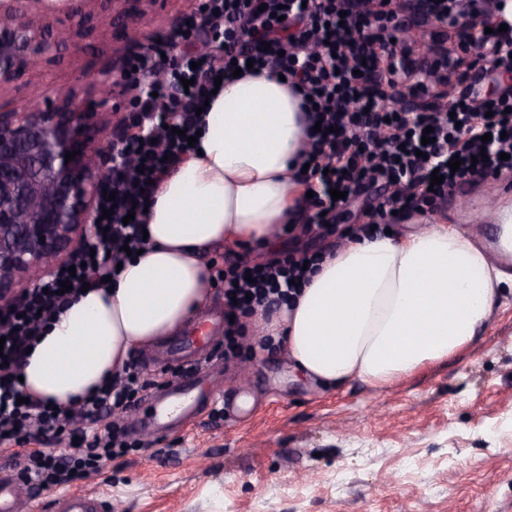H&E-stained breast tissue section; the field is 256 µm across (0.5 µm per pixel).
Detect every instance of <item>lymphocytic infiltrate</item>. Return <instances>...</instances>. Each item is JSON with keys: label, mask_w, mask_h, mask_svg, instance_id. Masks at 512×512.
Wrapping results in <instances>:
<instances>
[{"label": "lymphocytic infiltrate", "mask_w": 512, "mask_h": 512, "mask_svg": "<svg viewBox=\"0 0 512 512\" xmlns=\"http://www.w3.org/2000/svg\"><path fill=\"white\" fill-rule=\"evenodd\" d=\"M402 28L401 9L383 0H206L204 14H190L172 36L130 59V67L149 79L134 86L133 130L112 157L114 199L100 200L73 271H55L43 287L0 312V444H15L13 456L26 483L71 485L129 448L115 429L98 432L94 426L152 385L137 365H125L122 375L66 411L35 399L23 402L22 367L28 346L82 285L103 286L129 252L146 248L142 208L158 182L190 156L188 139L200 120L196 110L216 78L232 80L235 69L248 67L256 74H282L299 92L309 126L303 150L309 169L295 179L313 192L297 209L306 232L330 228L337 210L361 189L383 190L363 213L361 231L367 234L391 223L395 213L424 211L460 182L496 178L512 168V27L471 34L484 73L497 87L494 97L469 87L450 101L407 110L391 107V100L423 98L435 78L450 81L460 72L438 54L430 64H418L400 38ZM203 40L209 53L199 50ZM379 44L380 55L374 52ZM428 127L434 141L425 145ZM455 156L461 160L456 171L449 167ZM435 171L444 177L437 186L431 183ZM335 189L341 199H332ZM319 262L316 256L263 263L245 253L225 256L217 277L228 314L240 317L287 303L305 285L307 266ZM66 280L72 289L63 294L59 284ZM83 424L94 432L69 456L32 445L42 437L74 438Z\"/></svg>", "instance_id": "1"}]
</instances>
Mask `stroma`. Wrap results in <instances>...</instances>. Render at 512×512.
Returning a JSON list of instances; mask_svg holds the SVG:
<instances>
[{
	"label": "stroma",
	"instance_id": "35a3bbf8",
	"mask_svg": "<svg viewBox=\"0 0 512 512\" xmlns=\"http://www.w3.org/2000/svg\"><path fill=\"white\" fill-rule=\"evenodd\" d=\"M101 5L78 50H63L26 86L74 83L81 67L107 68L123 44ZM512 209V170L458 184L430 215L401 214L406 236L451 224L493 247L487 209ZM247 323L240 357L217 358L206 383L223 405L143 437L151 390L114 427L140 449L101 463L79 488L100 512H512V305L447 363L379 391L354 382L326 390L294 372L280 342L261 351Z\"/></svg>",
	"mask_w": 512,
	"mask_h": 512
}]
</instances>
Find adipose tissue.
Returning a JSON list of instances; mask_svg holds the SVG:
<instances>
[{
  "label": "adipose tissue",
  "instance_id": "adipose-tissue-1",
  "mask_svg": "<svg viewBox=\"0 0 512 512\" xmlns=\"http://www.w3.org/2000/svg\"><path fill=\"white\" fill-rule=\"evenodd\" d=\"M300 103L275 73L225 83L199 125L198 153L164 178L148 208L149 247L110 288L88 289L44 327L22 369L28 394L79 405L206 303L208 253L272 243L302 191ZM511 292L512 273L480 245L433 224L336 248L264 330L282 337L303 377L383 390L470 346Z\"/></svg>",
  "mask_w": 512,
  "mask_h": 512
}]
</instances>
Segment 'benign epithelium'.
<instances>
[{
	"mask_svg": "<svg viewBox=\"0 0 512 512\" xmlns=\"http://www.w3.org/2000/svg\"><path fill=\"white\" fill-rule=\"evenodd\" d=\"M98 0H0V310L51 275L84 242L97 199L112 187V147L123 128L107 130L100 116L117 109L114 88L125 78V62L145 54L131 24L160 0H112L123 41L107 78L85 68L81 78L98 100L85 102L59 86L22 107L6 96L21 79L51 62L81 36ZM65 15L70 26L58 25ZM472 21L454 28V46L468 66L477 58ZM79 155L65 161L68 152Z\"/></svg>",
	"mask_w": 512,
	"mask_h": 512,
	"instance_id": "7a95c632",
	"label": "benign epithelium"
}]
</instances>
